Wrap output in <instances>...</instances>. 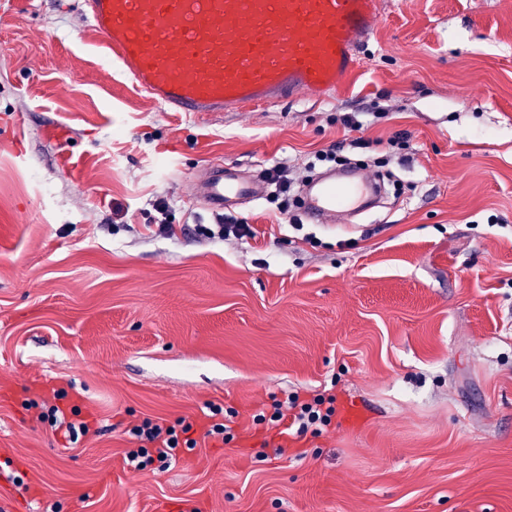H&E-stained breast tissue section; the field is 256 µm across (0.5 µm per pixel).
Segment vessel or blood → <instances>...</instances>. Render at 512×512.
Segmentation results:
<instances>
[{
    "label": "vessel or blood",
    "instance_id": "vessel-or-blood-1",
    "mask_svg": "<svg viewBox=\"0 0 512 512\" xmlns=\"http://www.w3.org/2000/svg\"><path fill=\"white\" fill-rule=\"evenodd\" d=\"M92 30L134 87L171 112L219 116L335 97L360 64L383 0H83ZM373 183L342 169L302 191L309 223L352 216ZM263 185L235 166L206 170L208 210L254 201Z\"/></svg>",
    "mask_w": 512,
    "mask_h": 512
}]
</instances>
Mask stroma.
<instances>
[{
	"label": "stroma",
	"mask_w": 512,
	"mask_h": 512,
	"mask_svg": "<svg viewBox=\"0 0 512 512\" xmlns=\"http://www.w3.org/2000/svg\"><path fill=\"white\" fill-rule=\"evenodd\" d=\"M80 2L0 0V503L512 512V0H387L334 100L222 119L134 88ZM333 144L395 197L299 231L263 197L233 209L255 237L191 235L204 169L303 180ZM159 197L174 236L154 234ZM289 392L335 397L331 425L248 426ZM210 404L237 411L233 442L126 464L131 425Z\"/></svg>",
	"instance_id": "1"
}]
</instances>
